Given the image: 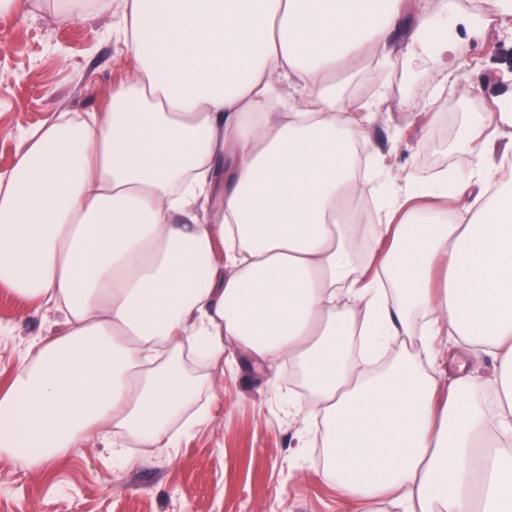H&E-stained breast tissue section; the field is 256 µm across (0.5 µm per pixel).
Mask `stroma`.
<instances>
[{
	"label": "stroma",
	"mask_w": 512,
	"mask_h": 512,
	"mask_svg": "<svg viewBox=\"0 0 512 512\" xmlns=\"http://www.w3.org/2000/svg\"><path fill=\"white\" fill-rule=\"evenodd\" d=\"M453 51L442 63L409 67L363 61L336 77V92L378 102L366 156L379 158L392 181L468 166L461 137L485 123L492 97L512 92V18L489 21L471 0H447ZM124 0L104 12L59 19L55 0L0 12V174L10 171L24 135L44 121L102 111L113 86L135 66L115 32ZM461 68L465 101L448 96L449 65ZM62 316L0 287V388L30 345L57 333ZM285 366L262 369L224 345V365L207 372L197 402L208 418L171 448H129L113 456L111 433L43 466L0 456V512H350L319 473L323 431L285 402L299 391Z\"/></svg>",
	"instance_id": "1"
}]
</instances>
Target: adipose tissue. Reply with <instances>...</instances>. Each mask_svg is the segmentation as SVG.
Masks as SVG:
<instances>
[{
  "instance_id": "adipose-tissue-1",
  "label": "adipose tissue",
  "mask_w": 512,
  "mask_h": 512,
  "mask_svg": "<svg viewBox=\"0 0 512 512\" xmlns=\"http://www.w3.org/2000/svg\"><path fill=\"white\" fill-rule=\"evenodd\" d=\"M117 31L135 68L103 112L45 121L0 178V286L54 305L0 392V455L36 467L103 428L166 448L201 379L232 341L288 364L312 395L289 400L326 429L323 478L370 512H512V98L466 133L467 173L392 186L357 181L353 149L376 120L341 99L338 72L448 18L418 0H127ZM300 89L290 101L275 84ZM387 196L382 222L348 202ZM347 212V211H346ZM224 261L216 263L215 249ZM416 338L482 352L448 388L401 355L369 375L353 348Z\"/></svg>"
}]
</instances>
